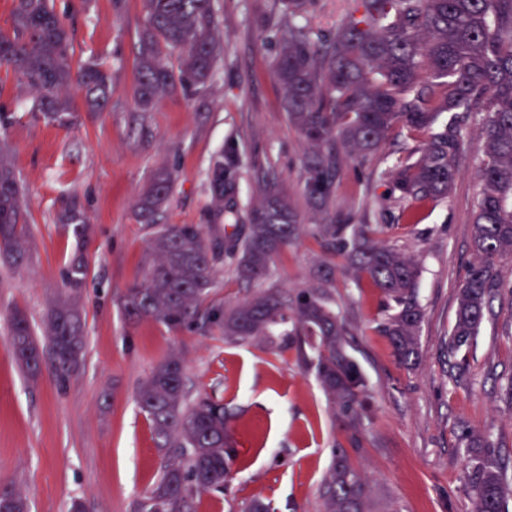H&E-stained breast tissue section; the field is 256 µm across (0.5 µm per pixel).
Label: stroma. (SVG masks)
<instances>
[{
  "label": "stroma",
  "instance_id": "stroma-1",
  "mask_svg": "<svg viewBox=\"0 0 512 512\" xmlns=\"http://www.w3.org/2000/svg\"><path fill=\"white\" fill-rule=\"evenodd\" d=\"M353 0H313L302 24L311 37L330 36ZM74 34V61L95 59L112 74L108 107L90 111L74 94L73 123L58 126L32 109L23 79L0 67V146L9 151L29 211L30 256L25 265L0 262V484L26 495L33 512H136L158 477L163 452L141 413L137 390L168 355L185 361L191 396L205 395L229 413L235 458L223 491L195 498L196 512H243L253 499L275 512H319V487L335 444L349 433L334 415L314 372L295 348L225 342L219 329L128 322L126 288L142 276L151 231L135 204L153 172L175 181L161 224L207 221L210 162L226 139L243 156L240 214H247L267 179L300 212L305 141L290 124L274 76L286 31L282 0H214L224 53L209 86L176 92L151 111L134 100L135 43L146 14L142 0H54ZM414 146L392 133L368 161L341 159L334 208L368 207L379 241L399 246L418 264L424 311L416 366L400 364L378 326L386 298L369 281L353 282L341 256H328L303 234L276 258L275 278L289 294L313 281L319 261L336 266V302L351 334L348 350L367 383L368 407L355 462L372 492L373 512H475L463 428L499 448L512 484V289H493L490 310L458 370L448 352L459 286L473 263L472 215L479 189V155L456 165L448 198L406 223L387 200L380 175L389 159ZM78 203L89 231L75 237L59 218ZM84 256L87 284L76 304L86 348L77 372L45 363L30 380L7 341L11 311L29 317L36 334L66 291L70 260Z\"/></svg>",
  "mask_w": 512,
  "mask_h": 512
}]
</instances>
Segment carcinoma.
<instances>
[{"label":"carcinoma","instance_id":"obj_1","mask_svg":"<svg viewBox=\"0 0 512 512\" xmlns=\"http://www.w3.org/2000/svg\"><path fill=\"white\" fill-rule=\"evenodd\" d=\"M288 36L280 39L275 76L284 92L292 126L308 145L303 196L315 213L327 214L340 177L339 155L363 161L376 154L397 130L419 141L414 153L394 159L385 170L389 199L410 224L423 210L448 197L456 160L467 149L460 115H481L483 159L473 212L475 262L463 280L448 351L465 353L501 284L498 262L512 256V0H355L335 35L311 38L294 19L309 0H283ZM146 23L135 45L134 97L144 111L177 89L207 88L217 59L213 0H144ZM13 29L0 32V67L18 73L34 94L33 111L66 125L74 107L65 90L77 83L91 109L110 99L111 77L94 61L73 67L72 34L55 12L53 0H16ZM177 55L179 73L167 59ZM448 123L436 125L444 113ZM241 155L229 140L211 160L207 224H158L174 174L158 170L135 207L136 220L152 228L146 274L127 288L126 317L176 327L203 320L216 323L227 342L286 347L315 370L335 414L349 429L362 422L365 378L347 352L350 329L336 313L331 288L335 268L318 264L315 284L296 297L272 283L274 258L300 234L303 216L276 183L267 181L239 222L237 196ZM63 223L83 237V213L71 205ZM29 216L23 191L7 156L0 153V259L20 266L29 252ZM376 225L365 210L340 213L311 225L319 243L346 259L357 282L367 278L390 303L382 332L397 359L419 357L423 312L417 302L419 268L404 251L379 244ZM244 282H266L251 298L211 313L203 304L224 277V264ZM80 258L67 268L66 295L54 301L46 318L47 342L33 334L20 310L9 317L8 344L24 373L35 380L45 353L58 370H77L84 349V327L75 296L85 286ZM139 408L165 451L153 486L137 512H194L199 493L224 490L233 449L224 405L208 398L188 399L183 360L173 353L142 382ZM468 462L476 512H505L509 487L496 465L492 442L470 431ZM361 451L356 437L333 449L332 464L320 487V512H371V494L352 460ZM0 512H30L27 498L0 485Z\"/></svg>","mask_w":512,"mask_h":512}]
</instances>
